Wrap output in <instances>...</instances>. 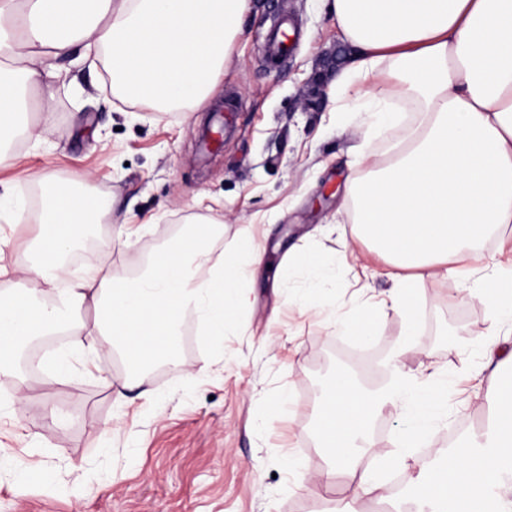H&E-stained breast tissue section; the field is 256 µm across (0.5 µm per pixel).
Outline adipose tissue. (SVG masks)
<instances>
[{
  "label": "adipose tissue",
  "mask_w": 512,
  "mask_h": 512,
  "mask_svg": "<svg viewBox=\"0 0 512 512\" xmlns=\"http://www.w3.org/2000/svg\"><path fill=\"white\" fill-rule=\"evenodd\" d=\"M325 2L346 52L331 79L337 92L357 91L387 130L401 122L392 101L413 103L421 114L390 141L384 168L359 173L372 147L358 145L342 202L354 212L358 240L404 272L392 295L404 317V356L419 330L418 282L461 276L458 257L480 254L490 237L512 239V0ZM249 7L250 0H0V164L12 162L14 137L39 135L28 112L32 91L52 75L50 60L92 50L118 94L197 102L217 82ZM113 210L88 189L46 187L38 233L27 244L26 272L38 285L0 292L1 372L15 369L33 337L70 330L78 309L95 314L80 329L84 352L49 362L47 373L66 374L106 345L138 378L174 356L186 314L202 317L213 336L237 324L240 290L265 255L260 243L246 237L212 257L220 227L212 220L173 240L135 278H114L100 265L71 271L66 257L87 225ZM466 296L491 313L487 334L471 346L491 370L492 426L471 449L419 462L409 483L427 512H512V487L502 481L512 469V259ZM447 397L440 383L399 369L376 392L342 371L326 380L315 431L325 466L317 477L346 479L351 493L340 512H362L366 497H389L386 481L363 464L374 453L376 413L402 405L408 423L398 445L418 448Z\"/></svg>",
  "instance_id": "ef3b65f1"
}]
</instances>
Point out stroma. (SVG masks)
I'll use <instances>...</instances> for the list:
<instances>
[{
	"mask_svg": "<svg viewBox=\"0 0 512 512\" xmlns=\"http://www.w3.org/2000/svg\"><path fill=\"white\" fill-rule=\"evenodd\" d=\"M288 16L298 32L280 65L266 60L274 23ZM244 34L231 47L209 97L190 109L159 112L147 103L109 92L104 65L62 58L63 76L50 82L53 111L41 140L27 139L24 167L56 180L88 184L115 199L114 218L89 225L79 267L105 263L114 276L138 274L188 218H215L220 253L252 236L265 244L238 325L208 336L188 315L176 371L147 375L119 400L101 372L127 377L126 363L108 348L94 366L45 382L43 358L71 357L76 335L38 340L33 358L17 373L0 372V401L18 381L33 399L21 417L0 410V512H329L333 496L311 476L323 464L313 432L325 379L348 372L379 389L392 378L403 317L392 308L389 264L371 254L341 209L346 163L369 118L353 97L336 100L329 85L336 66V24L321 0H251ZM226 112L224 148L200 146L212 113ZM25 205L23 222L0 217V252L8 269L0 290L25 276L24 244L38 223L41 185L0 169ZM141 227L127 237L126 226ZM317 255L332 272L312 287L304 268L280 278L287 255ZM465 281L424 280L418 285L419 334L403 363L425 375L441 369L450 391L448 412L413 457L434 463L464 447L490 413L469 403L483 363L460 358L449 344L485 335L488 308L464 297ZM366 304L375 322L374 347L356 354L357 339L339 318ZM290 403H282V394ZM400 407L384 409L372 439L388 459L386 476L400 473ZM25 461L23 478L13 464Z\"/></svg>",
	"mask_w": 512,
	"mask_h": 512,
	"instance_id": "stroma-1",
	"label": "stroma"
}]
</instances>
